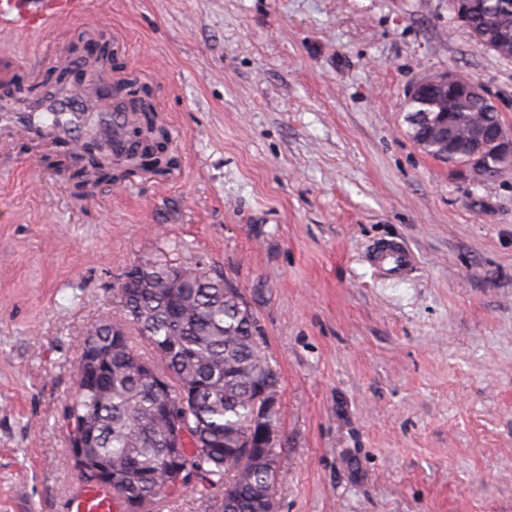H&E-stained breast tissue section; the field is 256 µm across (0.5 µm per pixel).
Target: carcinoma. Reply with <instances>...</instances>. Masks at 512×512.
<instances>
[{"label":"carcinoma","mask_w":512,"mask_h":512,"mask_svg":"<svg viewBox=\"0 0 512 512\" xmlns=\"http://www.w3.org/2000/svg\"><path fill=\"white\" fill-rule=\"evenodd\" d=\"M459 111L492 127L497 109L473 98ZM141 129L145 145L130 152L131 133ZM75 155L87 143L98 147L70 178L74 194L87 197L100 185L126 181L143 172L164 178L177 166L168 127L154 111L132 113L120 127L121 150L110 151L99 120L88 116L71 129ZM142 274L138 288L120 285L122 317L90 326L81 349L92 343L112 347L92 385L77 377L64 417L92 420L95 443L89 454L106 469L123 474L111 488L122 501H139L152 512L158 497L176 489L171 468L185 464L219 496L218 512H276L273 489L278 467L235 457L248 441L274 460L282 444L261 442L253 418L262 406L259 388L279 389L280 378L263 351L264 337L241 293H231L224 274L204 267L138 263L126 274ZM151 350L143 357L130 344L129 327ZM188 428L195 442L172 454L171 430Z\"/></svg>","instance_id":"1"}]
</instances>
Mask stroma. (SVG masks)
I'll return each mask as SVG.
<instances>
[{
    "mask_svg": "<svg viewBox=\"0 0 512 512\" xmlns=\"http://www.w3.org/2000/svg\"><path fill=\"white\" fill-rule=\"evenodd\" d=\"M178 169L75 196L66 146L0 152V512H68L63 409L79 342L131 265L217 269L280 377L277 512H512V169L494 185L408 135L409 86L481 82L512 126V58L449 0H104ZM85 31H0V78L42 82ZM403 240L415 272L364 262ZM195 482L157 512H213Z\"/></svg>",
    "mask_w": 512,
    "mask_h": 512,
    "instance_id": "obj_1",
    "label": "stroma"
}]
</instances>
